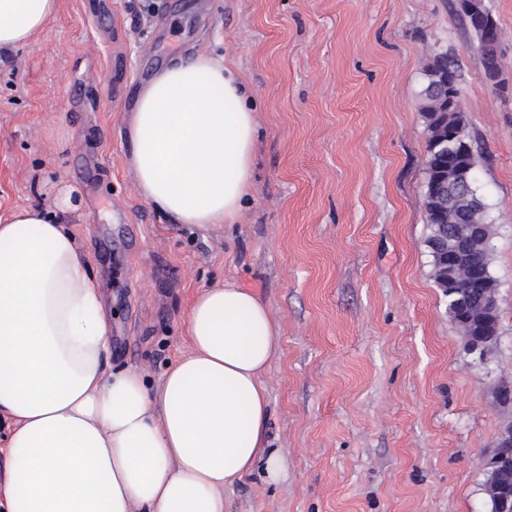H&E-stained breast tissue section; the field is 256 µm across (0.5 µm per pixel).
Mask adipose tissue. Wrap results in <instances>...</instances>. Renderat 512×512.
Instances as JSON below:
<instances>
[{"label": "adipose tissue", "instance_id": "1", "mask_svg": "<svg viewBox=\"0 0 512 512\" xmlns=\"http://www.w3.org/2000/svg\"><path fill=\"white\" fill-rule=\"evenodd\" d=\"M58 0H0V49L32 40ZM252 93L223 58L179 60L140 87L127 158L139 194L176 224L237 223L254 179ZM70 195L0 220V455L7 512H226L264 465L263 375L280 345L267 306L234 282L200 292L189 348L148 387L113 370L111 324Z\"/></svg>", "mask_w": 512, "mask_h": 512}]
</instances>
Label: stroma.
I'll return each mask as SVG.
<instances>
[{"label": "stroma", "mask_w": 512, "mask_h": 512, "mask_svg": "<svg viewBox=\"0 0 512 512\" xmlns=\"http://www.w3.org/2000/svg\"><path fill=\"white\" fill-rule=\"evenodd\" d=\"M59 0L0 53V217L71 192L112 315L113 368L158 385L203 288L257 292L279 324L263 381L283 474L255 470L228 512H491L483 461L512 404V0H486L501 88L455 0ZM225 56L259 139L238 223L174 224L126 158L138 89L164 64ZM460 66L493 225L498 338L468 350L425 245V59Z\"/></svg>", "instance_id": "stroma-1"}]
</instances>
